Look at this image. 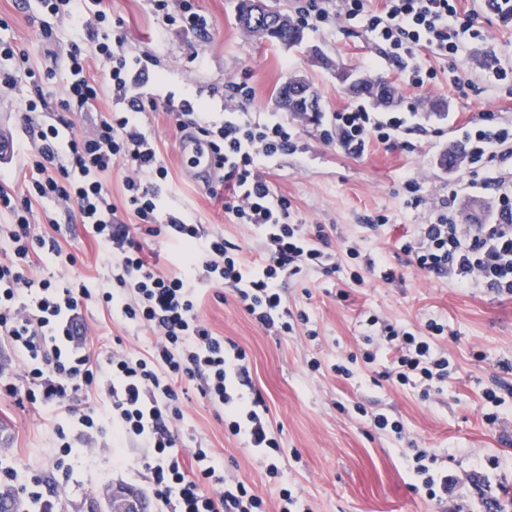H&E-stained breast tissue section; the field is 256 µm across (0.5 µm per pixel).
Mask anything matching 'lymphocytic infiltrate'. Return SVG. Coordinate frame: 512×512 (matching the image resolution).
<instances>
[{"label": "lymphocytic infiltrate", "instance_id": "f902f5d3", "mask_svg": "<svg viewBox=\"0 0 512 512\" xmlns=\"http://www.w3.org/2000/svg\"><path fill=\"white\" fill-rule=\"evenodd\" d=\"M295 0L292 18L317 30L334 19L365 22L380 41L382 54L398 63L417 88L432 87L437 72L427 57L455 63L467 42L483 38L473 15L464 14L461 0ZM43 41L57 43L61 22H69L72 39L60 63L33 65L25 51L0 38V90L28 83L24 132L33 148L21 172H0V339L16 354L18 382L0 386V397L21 408L41 409L54 416L56 466H63L73 448L74 432L85 436L87 448L111 449L131 440L145 452L139 465L161 512H266L264 499L243 481L226 476L224 465L197 439H183L182 397L195 385L201 398L222 412L224 425L248 447L259 451V462L273 478L280 512H291L294 500L284 474L274 461L280 446L271 430L268 409L260 394L251 393L247 354L233 341L217 336L202 320V292L231 289L244 310L263 330L290 336L306 314H293L282 295L284 285L303 273L345 272L350 283L363 284L365 272L379 271L385 282L396 278L378 253L357 244L343 252L328 247L323 225L306 231L291 219V202L273 191L264 176L276 158L296 150L300 124L319 127L325 141H337L347 154L363 156L372 143L400 145L418 151L410 139L416 126L409 112H373L364 106L339 112L303 113L296 120L261 118L247 112L254 98L246 82L224 83V116L204 112L199 93L185 89L164 102L145 95L153 78L150 60L124 49L120 22L105 0H36ZM163 26L204 33L209 22L194 0H149ZM106 66V84L89 74L91 65ZM60 84L58 98H48L45 85ZM165 108L179 130L198 133L222 161L212 198L222 201L225 216L249 226L258 244L256 256L222 234L205 232L181 213L166 209L161 185L168 167L156 138L138 125L136 116ZM51 112L55 121L41 124L36 113ZM85 112L99 118L87 134L76 131L75 119ZM461 168L472 182L493 190L495 210L485 224L463 218L456 183L439 195L426 223L399 239L400 251L415 267L464 288H485L512 297V122L481 112L460 126ZM123 170L121 203H114L104 184L112 168ZM73 210L102 246L109 288L101 295L117 307L124 322L150 334L149 345L134 357L119 350L101 351L82 319L92 299L87 282L55 276L32 277L41 254L64 258L58 239L36 228L38 205ZM159 236L181 243L184 254L176 269L164 271L144 254L147 239ZM368 346L364 363L385 355V378L421 396L451 376L445 352L435 344L447 326L429 318L412 332L368 313L362 321ZM416 491L427 499L446 501L448 470L438 455L415 449L407 460ZM65 480L47 483L33 475L19 481L16 468L0 465V495L17 494L38 512H57Z\"/></svg>", "mask_w": 512, "mask_h": 512}]
</instances>
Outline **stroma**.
Returning <instances> with one entry per match:
<instances>
[{"label":"stroma","instance_id":"1","mask_svg":"<svg viewBox=\"0 0 512 512\" xmlns=\"http://www.w3.org/2000/svg\"><path fill=\"white\" fill-rule=\"evenodd\" d=\"M18 2L0 0V18L9 23L5 38L42 66L64 57L67 41L45 46L38 27ZM195 3L209 20L207 32L201 35L173 30L157 37L159 22L145 0H112V16L124 22L126 51L155 59L160 87L178 92L184 84H193L205 92L207 112H223L219 92L231 78L253 87L249 111L274 112L277 90L293 73L309 79L323 111L357 106L362 97L347 91L337 80L336 70L345 67L364 77L368 74L365 64L371 59L377 63V77L395 91V111L407 112L418 99L426 101L418 121L428 133L417 154L376 143L363 157L354 158L336 143L324 141L319 128L306 125L296 152L281 156L266 173L272 189L291 201L297 219L325 224L333 249L356 239L365 250L382 252L396 271L395 282L385 283L378 273L368 272L364 285L354 287L344 274L318 271L288 282L284 288L288 307L309 315L318 332L313 340L301 332L288 337L267 334L232 295L220 300L209 292L199 301V313L212 331L247 352L253 386L268 407L273 434L282 449L280 467L302 512H442L438 503L413 487L406 459L417 448L443 457L454 478L449 499L461 512H487L492 501L497 502L498 512H512V395L506 396L500 420L493 426L483 418L488 407L482 398L483 389L495 382L512 388V299L428 276L396 247L404 234L425 223L429 213L424 206H406L401 189L404 178L416 177L425 194L434 193L449 177L438 166V156L458 147V127L480 112L512 121V99L501 96L494 86V68L479 66L475 60L477 51L487 50L496 60L495 68L512 66V22L488 11L484 0H462V10L475 12L478 26L489 37L467 44L463 67L452 69L436 62V84L423 91L409 85L400 69L381 55L378 39L367 32L363 21L339 20L325 29L305 30L303 46L287 49L255 40L240 27L239 0ZM312 46L325 53L326 63L310 60ZM470 77L483 80L482 94H463L459 83ZM27 94L23 83L0 94V141L13 143L11 164L17 168L23 166L31 148L20 136V103ZM140 120L158 141L176 209L245 250L256 251L251 230L225 218L206 185L184 178L174 125L151 112ZM378 214L388 216L386 226L376 231L362 228L363 217ZM54 217L65 236L64 248L77 258L76 275L94 284L102 282L107 270L91 234L64 212H55ZM367 311L414 330L429 317L442 318L448 333L436 343L447 352L456 370L454 378L425 399L419 391L398 388L383 379L378 363L360 366L350 379L334 373L332 364L361 355L360 320ZM83 317L103 349H110L118 338L126 352L144 351L145 335L97 302L84 306ZM312 359L320 361V370H309L307 363ZM357 403L365 407V414L354 412ZM379 413L399 418L405 425L404 437L376 429L371 418ZM180 428L223 458L231 474L263 496L268 512H279L276 500L268 496L270 479L253 451L225 430L223 421L196 392H189L185 400ZM54 441L44 414L0 399V460L14 462L20 480L34 474L56 477ZM142 453L139 443L126 444L122 450L126 463L120 466L110 455L90 457L81 445H74L68 460V494L60 501L59 512H102L105 494L115 487L149 497L147 480L138 466Z\"/></svg>","mask_w":512,"mask_h":512}]
</instances>
